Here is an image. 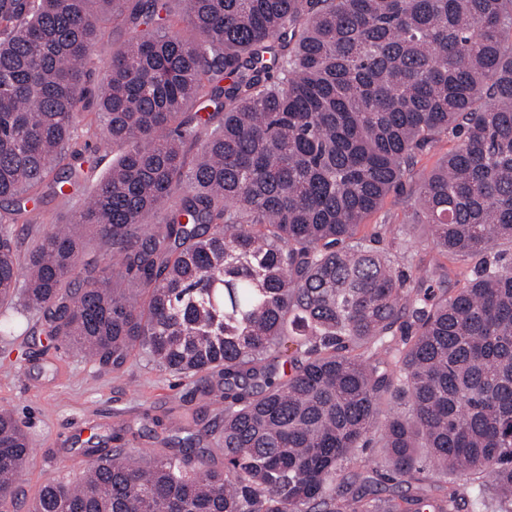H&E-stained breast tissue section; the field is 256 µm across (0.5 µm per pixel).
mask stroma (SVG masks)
Wrapping results in <instances>:
<instances>
[{
  "label": "stroma",
  "instance_id": "35a3bbf8",
  "mask_svg": "<svg viewBox=\"0 0 512 512\" xmlns=\"http://www.w3.org/2000/svg\"><path fill=\"white\" fill-rule=\"evenodd\" d=\"M80 111L79 128L88 132L89 146L83 177L72 189L74 200L65 203L47 196L40 201L47 220L55 224L69 221L76 200L96 189L116 157L101 140L94 105L85 103ZM414 189L410 183L403 192L391 194L369 222L402 226L420 256L440 260L420 220ZM210 382L207 374L178 379L140 354L117 368L88 361L49 342L41 315L29 314L14 334L0 336V407L14 412L32 448L19 475L25 496L17 500L15 512H26V500L46 480L74 481L82 476L89 462L85 441L91 434L132 427L137 432L135 447L153 456L176 447L168 423L181 416L202 446H209L217 412L216 404L203 394Z\"/></svg>",
  "mask_w": 512,
  "mask_h": 512
}]
</instances>
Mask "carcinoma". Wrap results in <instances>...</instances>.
Returning a JSON list of instances; mask_svg holds the SVG:
<instances>
[{
    "mask_svg": "<svg viewBox=\"0 0 512 512\" xmlns=\"http://www.w3.org/2000/svg\"><path fill=\"white\" fill-rule=\"evenodd\" d=\"M179 2L188 32L153 24L160 0H0V304L91 361L207 373L224 404L221 464L190 435L145 461L95 446L31 512H512V0ZM89 99L123 152L21 255L38 189L67 202L82 176L54 170ZM442 136L415 186L465 266L451 290L402 228L361 233ZM88 235L109 253L84 260ZM29 453L1 408V506ZM132 34L131 26L122 17L109 22L105 28V39L113 50L123 47Z\"/></svg>",
    "mask_w": 512,
    "mask_h": 512,
    "instance_id": "cac0c4a2",
    "label": "carcinoma"
}]
</instances>
